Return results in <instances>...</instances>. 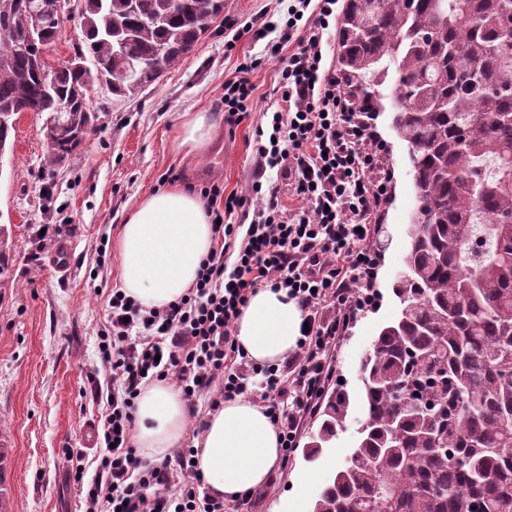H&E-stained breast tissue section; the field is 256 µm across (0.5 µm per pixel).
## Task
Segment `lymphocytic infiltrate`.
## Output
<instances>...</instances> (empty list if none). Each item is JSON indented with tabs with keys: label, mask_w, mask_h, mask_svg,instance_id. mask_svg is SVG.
I'll use <instances>...</instances> for the list:
<instances>
[{
	"label": "lymphocytic infiltrate",
	"mask_w": 512,
	"mask_h": 512,
	"mask_svg": "<svg viewBox=\"0 0 512 512\" xmlns=\"http://www.w3.org/2000/svg\"><path fill=\"white\" fill-rule=\"evenodd\" d=\"M339 2L294 0L280 17L269 52L282 65L271 127L256 131L252 193L201 188L214 246L193 288L162 308L112 291L100 332L105 381L93 387L107 450L94 474L82 458L71 462L86 512H251L256 505L252 492L229 502L206 493L193 449L158 462L139 454L132 443L135 401L149 380L177 376L186 401L208 395L213 411L237 397L252 400L278 429L286 453L319 406L333 377L336 339L361 302L355 289L375 265L366 242L387 185L375 173L377 144L326 60L324 36ZM311 7L313 19L304 20ZM271 170L287 179L299 207L288 208L276 187H264ZM255 195L263 196L261 205H253ZM268 286L298 298L309 331L286 365H256L247 376L232 327L250 295Z\"/></svg>",
	"instance_id": "lymphocytic-infiltrate-1"
}]
</instances>
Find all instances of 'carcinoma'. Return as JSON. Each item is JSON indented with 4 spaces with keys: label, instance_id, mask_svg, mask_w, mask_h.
I'll return each instance as SVG.
<instances>
[{
    "label": "carcinoma",
    "instance_id": "carcinoma-1",
    "mask_svg": "<svg viewBox=\"0 0 512 512\" xmlns=\"http://www.w3.org/2000/svg\"><path fill=\"white\" fill-rule=\"evenodd\" d=\"M26 0H0V155L16 108L33 106L50 165L75 159L90 127L94 73L66 63L45 86L35 60L59 36L57 16L30 35ZM224 0H83L74 57L106 71L116 97L175 66ZM512 0H345L337 77L358 114L392 102L427 223L411 225L407 273L393 283L397 323L361 366L365 420L357 448L321 489L313 512H512ZM116 42L123 50L113 49ZM397 78L385 96L390 73ZM0 225V282L9 277ZM420 357L407 361L408 345ZM433 404L424 413L404 395ZM349 395L326 404L308 456L335 435Z\"/></svg>",
    "mask_w": 512,
    "mask_h": 512
}]
</instances>
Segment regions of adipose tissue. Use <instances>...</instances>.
I'll return each mask as SVG.
<instances>
[{"label": "adipose tissue", "instance_id": "ef3b65f1", "mask_svg": "<svg viewBox=\"0 0 512 512\" xmlns=\"http://www.w3.org/2000/svg\"><path fill=\"white\" fill-rule=\"evenodd\" d=\"M219 126L207 112L185 120L176 136L178 150L202 154L213 146ZM213 246L205 205L189 188L156 189L141 197L121 226L117 250L126 295L147 308L167 306L196 282ZM303 313L286 290L261 288L233 324L247 357L259 364L288 361L297 348ZM136 447L153 457L179 447L187 426V407L170 383L146 384L136 401ZM195 464L210 490L227 498L261 488L281 458L278 430L250 400L224 402L209 414L194 443Z\"/></svg>", "mask_w": 512, "mask_h": 512}]
</instances>
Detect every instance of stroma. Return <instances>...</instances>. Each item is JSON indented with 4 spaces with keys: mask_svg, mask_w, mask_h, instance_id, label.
<instances>
[{
    "mask_svg": "<svg viewBox=\"0 0 512 512\" xmlns=\"http://www.w3.org/2000/svg\"><path fill=\"white\" fill-rule=\"evenodd\" d=\"M286 0H224V15L178 66L161 80L126 98L106 84L89 93L95 115L78 158L46 168L41 122L20 113L13 151L0 162V223L12 239L10 278L0 286V435L9 447L0 485V512H84L80 489L67 477V451L81 450L86 462L99 455L86 446L84 431L98 406L92 401L103 367L98 333L107 319V296L121 284L115 243L124 217L147 192L168 185L208 183L225 192L248 194L255 167V128L274 101L280 57L265 55L278 32L261 33L264 22L286 13ZM263 63L250 72L252 110L237 126L221 125L216 149L204 156L175 150L173 139L187 112H221L226 80L251 58ZM379 163L392 175L389 194L377 209L370 245L377 266L369 304L356 311L337 348L329 391L348 392L350 407L335 436L315 460L306 448L323 421L309 417L297 446L281 458L274 485L263 487L256 512H291L298 491L314 501L355 448L365 416L360 365L380 329L398 312L392 285L404 268L408 229L416 208L407 147L391 126L390 113L370 121ZM46 224L69 227L62 239L45 238ZM70 248L67 271L48 258L57 243Z\"/></svg>",
    "mask_w": 512,
    "mask_h": 512,
    "instance_id": "35a3bbf8",
    "label": "stroma"
}]
</instances>
